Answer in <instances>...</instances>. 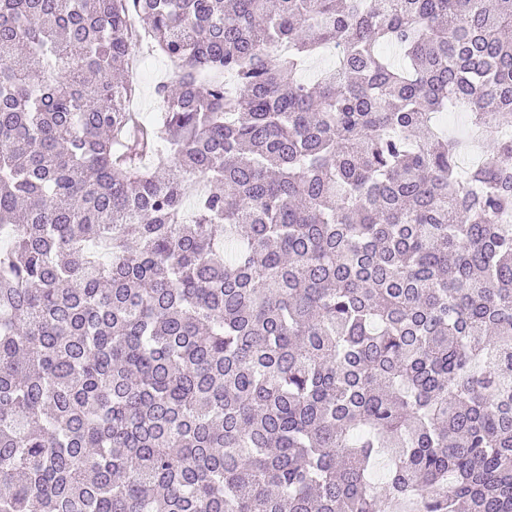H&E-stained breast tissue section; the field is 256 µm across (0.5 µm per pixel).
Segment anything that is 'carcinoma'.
Listing matches in <instances>:
<instances>
[{
	"label": "carcinoma",
	"instance_id": "1",
	"mask_svg": "<svg viewBox=\"0 0 512 512\" xmlns=\"http://www.w3.org/2000/svg\"><path fill=\"white\" fill-rule=\"evenodd\" d=\"M132 17L179 67L146 121ZM511 31L0 0V512H512Z\"/></svg>",
	"mask_w": 512,
	"mask_h": 512
}]
</instances>
